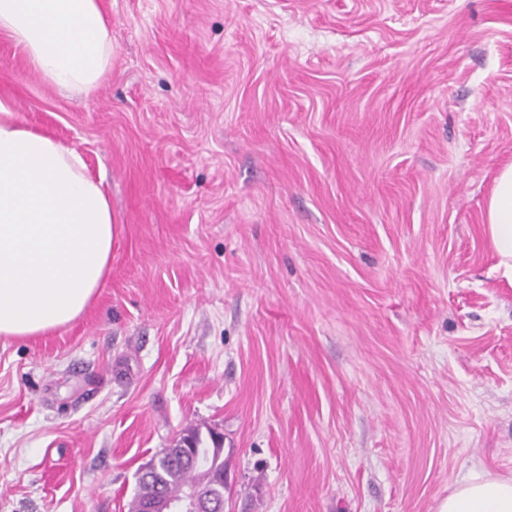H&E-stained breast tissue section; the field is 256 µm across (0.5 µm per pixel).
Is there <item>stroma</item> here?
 <instances>
[{"label": "stroma", "mask_w": 512, "mask_h": 512, "mask_svg": "<svg viewBox=\"0 0 512 512\" xmlns=\"http://www.w3.org/2000/svg\"><path fill=\"white\" fill-rule=\"evenodd\" d=\"M86 93L0 101L112 203L88 310L0 338V512H127L190 424L224 512H437L512 476V0H101ZM485 233L500 259L504 273L512 277V165L495 179L485 203Z\"/></svg>", "instance_id": "stroma-1"}]
</instances>
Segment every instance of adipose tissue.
Listing matches in <instances>:
<instances>
[{
  "instance_id": "obj_1",
  "label": "adipose tissue",
  "mask_w": 512,
  "mask_h": 512,
  "mask_svg": "<svg viewBox=\"0 0 512 512\" xmlns=\"http://www.w3.org/2000/svg\"><path fill=\"white\" fill-rule=\"evenodd\" d=\"M0 32L60 91H90L112 66L100 0H0ZM484 227L512 277V165L495 179ZM112 238V207L82 156L0 102V337L40 336L80 318L109 273ZM438 512H512V477L472 475Z\"/></svg>"
}]
</instances>
